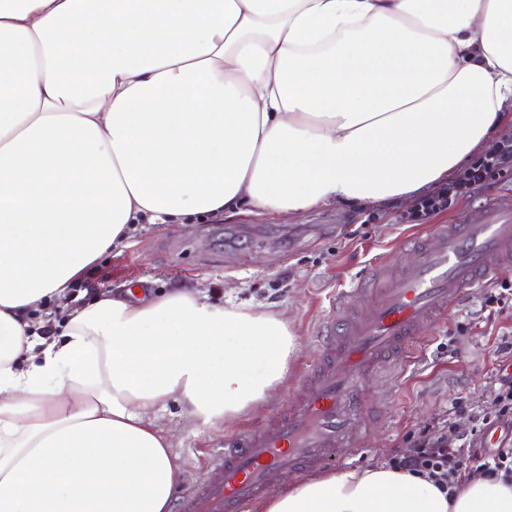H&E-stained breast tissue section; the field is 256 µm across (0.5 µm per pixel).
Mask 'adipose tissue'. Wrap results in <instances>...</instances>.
<instances>
[{"label": "adipose tissue", "mask_w": 512, "mask_h": 512, "mask_svg": "<svg viewBox=\"0 0 512 512\" xmlns=\"http://www.w3.org/2000/svg\"><path fill=\"white\" fill-rule=\"evenodd\" d=\"M512 121V0H0V512H169L152 416L288 380V320L195 287H73L140 224L405 202ZM258 512H512L386 465Z\"/></svg>", "instance_id": "ef3b65f1"}]
</instances>
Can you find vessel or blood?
I'll return each mask as SVG.
<instances>
[{"label": "vessel or blood", "mask_w": 512, "mask_h": 512, "mask_svg": "<svg viewBox=\"0 0 512 512\" xmlns=\"http://www.w3.org/2000/svg\"><path fill=\"white\" fill-rule=\"evenodd\" d=\"M491 256L512 263V208L495 201L403 246L397 264L376 265L341 295L313 339L303 394L225 439L222 479L196 512H248L271 474L317 471L363 448L377 408L367 375L396 389L429 334L491 279ZM361 295L368 305L356 304Z\"/></svg>", "instance_id": "vessel-or-blood-1"}]
</instances>
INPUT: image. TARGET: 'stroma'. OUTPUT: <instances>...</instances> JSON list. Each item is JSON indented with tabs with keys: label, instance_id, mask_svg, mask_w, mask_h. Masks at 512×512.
Returning a JSON list of instances; mask_svg holds the SVG:
<instances>
[{
	"label": "stroma",
	"instance_id": "obj_1",
	"mask_svg": "<svg viewBox=\"0 0 512 512\" xmlns=\"http://www.w3.org/2000/svg\"><path fill=\"white\" fill-rule=\"evenodd\" d=\"M493 196L512 198V176L461 199L427 224L400 223L407 210L402 203L316 206L289 218L239 214L192 224H146L120 254L99 262L85 284L89 292L142 279L161 291L186 283L221 305L245 304L287 316L297 339L287 384L237 419L204 426L174 403L158 412L157 421L172 433L173 452L185 470L171 508L185 507L205 483L221 460L226 436L259 422L268 406L301 390L299 374L310 359L315 329L335 297L376 262H393L406 236L454 223L464 212L477 215ZM481 304V293H474L431 333L392 401L382 406L365 448L347 460V468L388 463L396 450L413 447L421 430L444 421L454 432H470L472 421L453 414V402L490 405L499 367L512 363V356L497 351L502 337H512V310L491 318Z\"/></svg>",
	"mask_w": 512,
	"mask_h": 512
}]
</instances>
